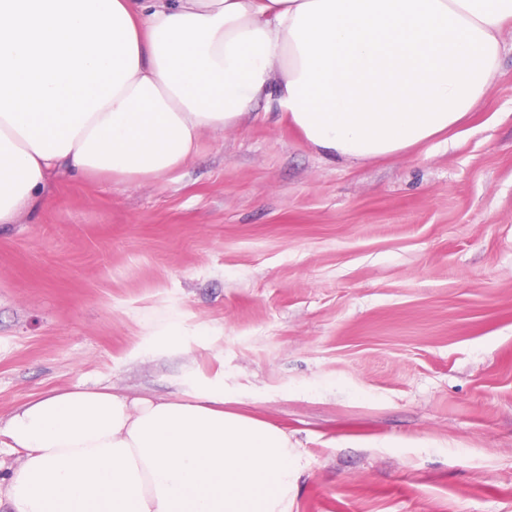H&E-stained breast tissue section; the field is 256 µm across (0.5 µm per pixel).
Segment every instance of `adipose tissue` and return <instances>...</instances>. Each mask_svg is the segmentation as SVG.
I'll list each match as a JSON object with an SVG mask.
<instances>
[{"instance_id":"obj_1","label":"adipose tissue","mask_w":512,"mask_h":512,"mask_svg":"<svg viewBox=\"0 0 512 512\" xmlns=\"http://www.w3.org/2000/svg\"><path fill=\"white\" fill-rule=\"evenodd\" d=\"M512 0H0V225L62 173L181 166L276 95L333 162L394 157L486 98ZM223 393L33 396L0 424L11 512H288L285 431Z\"/></svg>"}]
</instances>
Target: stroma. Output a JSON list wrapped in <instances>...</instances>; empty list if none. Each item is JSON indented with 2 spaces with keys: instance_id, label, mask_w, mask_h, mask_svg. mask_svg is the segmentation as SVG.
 Returning <instances> with one entry per match:
<instances>
[{
  "instance_id": "35a3bbf8",
  "label": "stroma",
  "mask_w": 512,
  "mask_h": 512,
  "mask_svg": "<svg viewBox=\"0 0 512 512\" xmlns=\"http://www.w3.org/2000/svg\"><path fill=\"white\" fill-rule=\"evenodd\" d=\"M501 42L470 118L400 156L327 161L271 97L156 179L54 178L0 226V417L210 387L295 445L289 512H512V24Z\"/></svg>"
}]
</instances>
